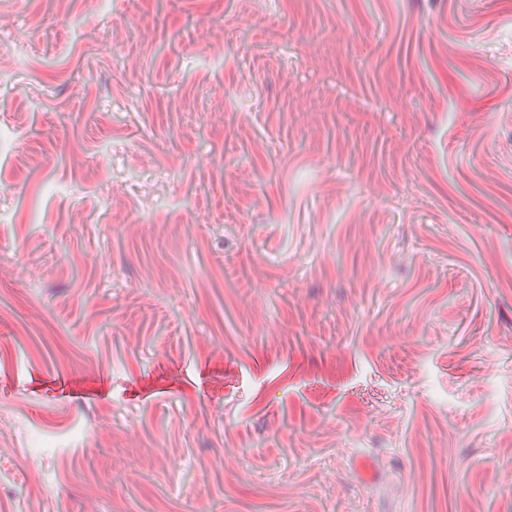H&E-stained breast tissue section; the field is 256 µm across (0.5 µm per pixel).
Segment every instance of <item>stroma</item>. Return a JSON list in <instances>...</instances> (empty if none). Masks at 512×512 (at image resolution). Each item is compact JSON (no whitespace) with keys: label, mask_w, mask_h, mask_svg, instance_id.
Instances as JSON below:
<instances>
[{"label":"stroma","mask_w":512,"mask_h":512,"mask_svg":"<svg viewBox=\"0 0 512 512\" xmlns=\"http://www.w3.org/2000/svg\"><path fill=\"white\" fill-rule=\"evenodd\" d=\"M0 512H512V0H0Z\"/></svg>","instance_id":"stroma-1"}]
</instances>
